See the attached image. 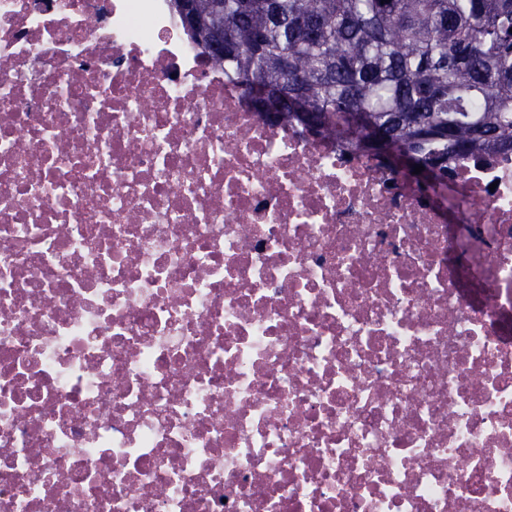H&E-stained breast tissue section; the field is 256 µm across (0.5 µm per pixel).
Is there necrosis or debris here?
Instances as JSON below:
<instances>
[{
    "instance_id": "obj_1",
    "label": "necrosis or debris",
    "mask_w": 512,
    "mask_h": 512,
    "mask_svg": "<svg viewBox=\"0 0 512 512\" xmlns=\"http://www.w3.org/2000/svg\"><path fill=\"white\" fill-rule=\"evenodd\" d=\"M448 175L168 0H0V512H512V152Z\"/></svg>"
}]
</instances>
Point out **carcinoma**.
Listing matches in <instances>:
<instances>
[{
	"mask_svg": "<svg viewBox=\"0 0 512 512\" xmlns=\"http://www.w3.org/2000/svg\"><path fill=\"white\" fill-rule=\"evenodd\" d=\"M193 0L188 34L234 84L271 87L372 155L366 129L448 175L512 152V0ZM224 27V55L206 34Z\"/></svg>",
	"mask_w": 512,
	"mask_h": 512,
	"instance_id": "1",
	"label": "carcinoma"
}]
</instances>
